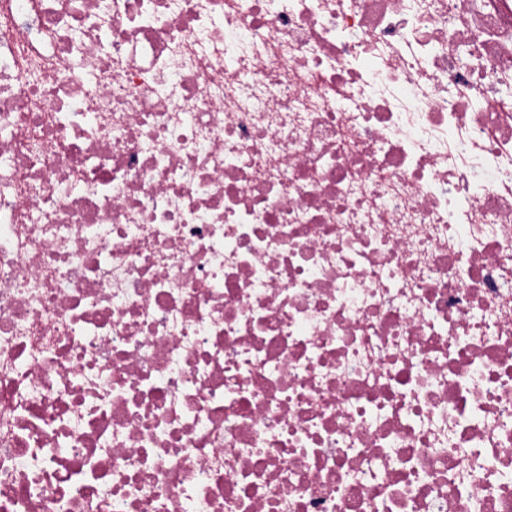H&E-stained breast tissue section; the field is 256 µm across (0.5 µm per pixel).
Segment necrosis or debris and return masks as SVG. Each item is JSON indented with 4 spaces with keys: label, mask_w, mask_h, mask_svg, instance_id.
<instances>
[{
    "label": "necrosis or debris",
    "mask_w": 512,
    "mask_h": 512,
    "mask_svg": "<svg viewBox=\"0 0 512 512\" xmlns=\"http://www.w3.org/2000/svg\"><path fill=\"white\" fill-rule=\"evenodd\" d=\"M0 512H512V0H0Z\"/></svg>",
    "instance_id": "1"
}]
</instances>
